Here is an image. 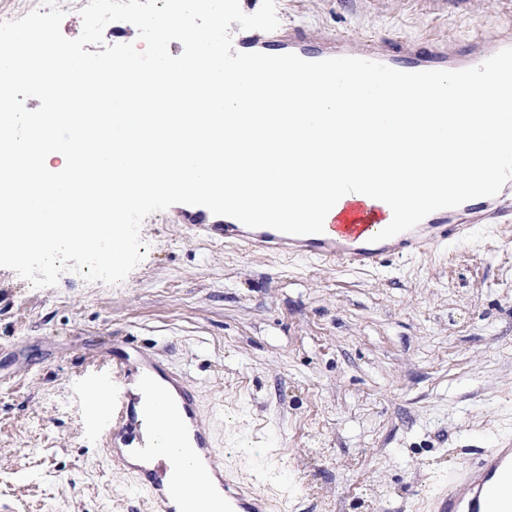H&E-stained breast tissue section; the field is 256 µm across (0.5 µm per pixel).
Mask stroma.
<instances>
[{"instance_id":"35a3bbf8","label":"stroma","mask_w":512,"mask_h":512,"mask_svg":"<svg viewBox=\"0 0 512 512\" xmlns=\"http://www.w3.org/2000/svg\"><path fill=\"white\" fill-rule=\"evenodd\" d=\"M281 28L464 41L512 0H277ZM118 285L0 268V512H153L88 390L183 374L226 470L268 512H431L512 446V224L373 270L207 240L168 210Z\"/></svg>"}]
</instances>
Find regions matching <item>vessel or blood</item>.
I'll return each instance as SVG.
<instances>
[{
	"label": "vessel or blood",
	"instance_id": "b4317fda",
	"mask_svg": "<svg viewBox=\"0 0 512 512\" xmlns=\"http://www.w3.org/2000/svg\"><path fill=\"white\" fill-rule=\"evenodd\" d=\"M507 47H512V30L507 28L492 37L472 35L461 46L433 40L373 41L361 48L339 34L327 33L311 41L292 29L284 38L250 32L237 49L273 55L293 53L307 61L357 57L404 72H419L474 67ZM511 194L512 181L503 186L499 196L484 198L481 205L468 201L432 212L416 227L380 242L375 236L390 223L392 213L385 202L361 193L344 195L340 213L327 214L320 234L288 235L267 227L249 228L231 217L212 218L209 211L193 205L178 209L177 217L206 238H232L252 252L311 255L330 265L374 269L391 256L402 257L434 244L459 242L478 224H511L512 208L499 204L500 197ZM140 370L160 375L163 387L146 396L141 409L131 408L123 414L111 412L107 419L125 423L133 430L139 429L145 417L164 422V433L142 446L143 453L153 462L152 469L143 473L142 481L153 496L155 512H175L165 495L169 488L176 489L178 498L188 502L192 512H211L208 500L197 498L177 472L179 458L200 455L215 476L224 474V457L212 447L209 426L200 414L195 392L181 374L162 370L150 355H143ZM508 485H512V448L489 449L469 481L439 500L437 512H512V497L502 493ZM264 506V498L256 491L225 482L224 512H263Z\"/></svg>",
	"mask_w": 512,
	"mask_h": 512
}]
</instances>
